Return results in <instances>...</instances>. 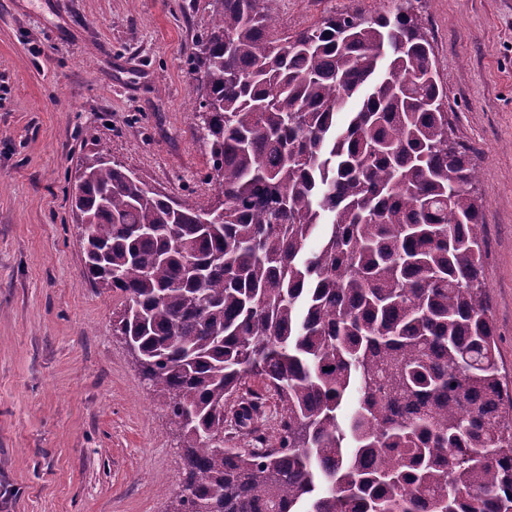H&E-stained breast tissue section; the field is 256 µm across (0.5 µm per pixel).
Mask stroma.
Segmentation results:
<instances>
[{
    "label": "stroma",
    "instance_id": "35a3bbf8",
    "mask_svg": "<svg viewBox=\"0 0 512 512\" xmlns=\"http://www.w3.org/2000/svg\"><path fill=\"white\" fill-rule=\"evenodd\" d=\"M207 0H0V512H168L177 427L83 275L71 194L99 149L149 188L207 205L191 119ZM383 0H280L296 30ZM448 116L483 201L484 275L512 384V0H417Z\"/></svg>",
    "mask_w": 512,
    "mask_h": 512
}]
</instances>
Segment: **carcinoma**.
<instances>
[{"mask_svg": "<svg viewBox=\"0 0 512 512\" xmlns=\"http://www.w3.org/2000/svg\"><path fill=\"white\" fill-rule=\"evenodd\" d=\"M278 2L208 0L192 115L219 222L102 150L74 184L84 274L180 432L172 512H512L477 170L429 20L392 0L289 32ZM233 402L249 448L215 441Z\"/></svg>", "mask_w": 512, "mask_h": 512, "instance_id": "obj_1", "label": "carcinoma"}]
</instances>
